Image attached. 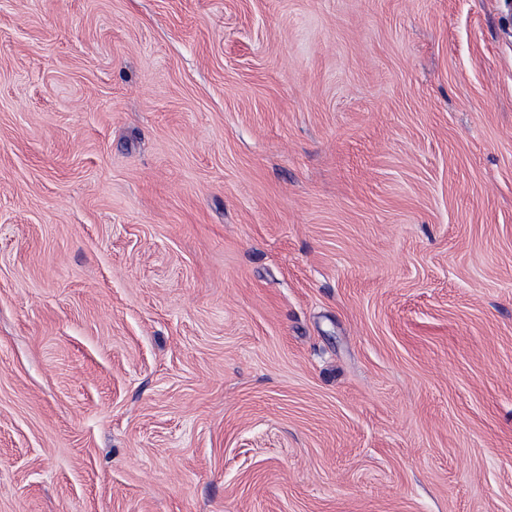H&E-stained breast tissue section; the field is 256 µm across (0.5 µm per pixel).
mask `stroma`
<instances>
[{"instance_id": "1", "label": "stroma", "mask_w": 512, "mask_h": 512, "mask_svg": "<svg viewBox=\"0 0 512 512\" xmlns=\"http://www.w3.org/2000/svg\"><path fill=\"white\" fill-rule=\"evenodd\" d=\"M0 512H512L505 0H0Z\"/></svg>"}]
</instances>
